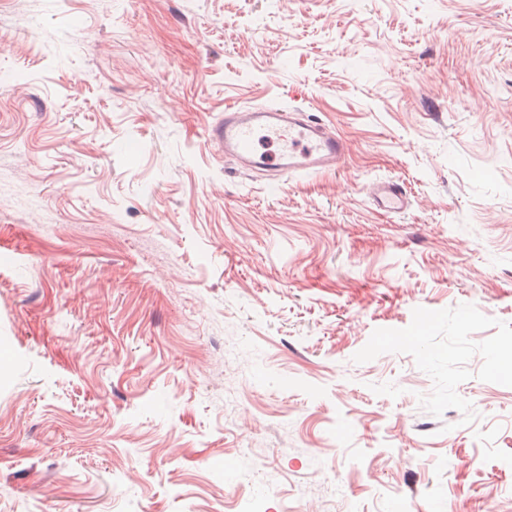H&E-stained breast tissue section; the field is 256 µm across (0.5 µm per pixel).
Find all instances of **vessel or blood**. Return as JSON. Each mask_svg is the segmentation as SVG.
I'll list each match as a JSON object with an SVG mask.
<instances>
[{
	"mask_svg": "<svg viewBox=\"0 0 512 512\" xmlns=\"http://www.w3.org/2000/svg\"><path fill=\"white\" fill-rule=\"evenodd\" d=\"M280 143L276 153L257 150L259 140ZM207 140L226 158L244 169L265 170L277 176L295 171L318 173L335 166L345 154L344 142L298 110L228 108L207 128ZM374 201L381 209L399 213L408 204L405 188L395 181L380 182Z\"/></svg>",
	"mask_w": 512,
	"mask_h": 512,
	"instance_id": "1",
	"label": "vessel or blood"
}]
</instances>
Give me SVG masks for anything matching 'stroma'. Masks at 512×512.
<instances>
[{
    "instance_id": "obj_1",
    "label": "stroma",
    "mask_w": 512,
    "mask_h": 512,
    "mask_svg": "<svg viewBox=\"0 0 512 512\" xmlns=\"http://www.w3.org/2000/svg\"><path fill=\"white\" fill-rule=\"evenodd\" d=\"M252 496L512 512V0H0V512ZM262 134L261 137L259 135ZM278 142L277 153H259L257 142ZM207 141L225 158L239 161L245 170L260 169L284 176L295 171L322 172L345 154V143L299 110L227 108L207 128ZM305 142L297 152L294 143ZM374 201L381 209L393 213L404 211L409 204L405 188L396 181L380 182L374 193Z\"/></svg>"
}]
</instances>
